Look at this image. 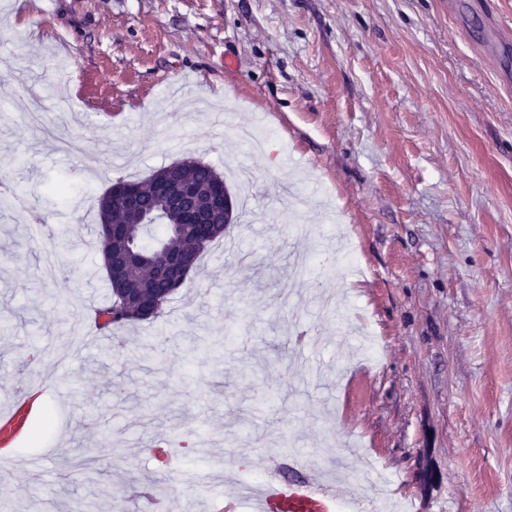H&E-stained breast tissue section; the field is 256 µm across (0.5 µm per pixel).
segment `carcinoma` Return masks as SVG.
Returning a JSON list of instances; mask_svg holds the SVG:
<instances>
[{"instance_id":"obj_1","label":"carcinoma","mask_w":512,"mask_h":512,"mask_svg":"<svg viewBox=\"0 0 512 512\" xmlns=\"http://www.w3.org/2000/svg\"><path fill=\"white\" fill-rule=\"evenodd\" d=\"M188 180L196 187L192 205L199 211L208 209L212 188L221 180L214 167L194 158H184L175 168L164 166L155 170L143 180L118 178L111 182L98 200L99 228L117 225L122 234L103 249V265L112 260V253H121L129 258L130 280L126 287L137 284H152L156 276L161 255L171 244H177L193 257L192 269H197L198 260L211 243L224 237L230 231V224L241 218V213L228 215V223L217 229V234L209 237H195L182 224L178 211L170 207L168 201L153 191V184L165 182L171 178ZM137 189L142 193V208L132 210L126 201V189ZM111 299L109 305L97 312V318L103 319L101 326H124L159 318L173 293L168 292L157 297L153 314L147 318L141 316L139 304L127 298L121 286L109 284Z\"/></svg>"}]
</instances>
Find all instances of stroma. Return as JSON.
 I'll return each mask as SVG.
<instances>
[{
  "label": "stroma",
  "mask_w": 512,
  "mask_h": 512,
  "mask_svg": "<svg viewBox=\"0 0 512 512\" xmlns=\"http://www.w3.org/2000/svg\"><path fill=\"white\" fill-rule=\"evenodd\" d=\"M1 18L0 179L56 229L0 206V414L32 406L0 446L9 512H132L154 485L167 512H224L226 466L260 453L288 481L297 451L374 459L409 512H512V0H0ZM187 157L267 220L214 242L153 325L74 347L110 299L109 179ZM348 248L363 275L337 273Z\"/></svg>",
  "instance_id": "obj_1"
}]
</instances>
